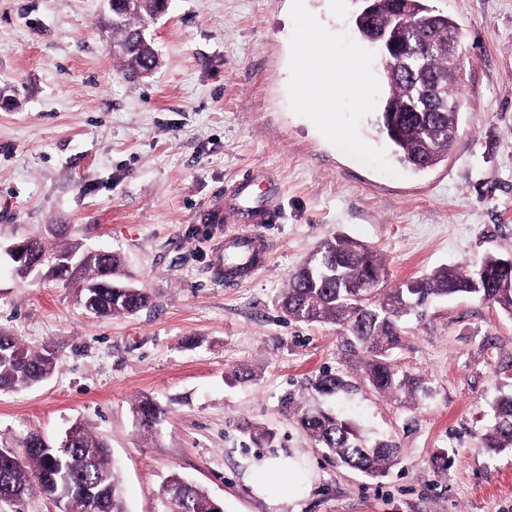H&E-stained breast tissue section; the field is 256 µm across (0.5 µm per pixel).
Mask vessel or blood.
Returning a JSON list of instances; mask_svg holds the SVG:
<instances>
[{
  "mask_svg": "<svg viewBox=\"0 0 512 512\" xmlns=\"http://www.w3.org/2000/svg\"><path fill=\"white\" fill-rule=\"evenodd\" d=\"M268 176L251 174L239 180L224 209L209 212L212 222L228 221L235 229L213 249V268L226 282L243 283L266 266L270 244L259 232L262 224L275 223L277 211L269 202L273 193Z\"/></svg>",
  "mask_w": 512,
  "mask_h": 512,
  "instance_id": "b4317fda",
  "label": "vessel or blood"
}]
</instances>
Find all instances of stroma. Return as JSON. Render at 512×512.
Returning <instances> with one entry per match:
<instances>
[{
    "label": "stroma",
    "instance_id": "obj_1",
    "mask_svg": "<svg viewBox=\"0 0 512 512\" xmlns=\"http://www.w3.org/2000/svg\"><path fill=\"white\" fill-rule=\"evenodd\" d=\"M431 3L464 32V110L444 160L390 177L292 112L291 0H168L146 28L158 65L135 78L113 50L107 0H0V327L58 362L50 379L0 392V446L82 421L109 445L128 512H161L174 473L224 512H512V449L483 447L512 375L511 315L469 296L430 301L391 352L418 390L382 396L344 326L277 307L336 234L377 250L382 290L512 258V0ZM252 172L277 180L279 216L261 227L267 267L229 286L211 253L230 227L200 218ZM34 236L120 253L152 306L97 318L72 288L17 278L5 248ZM241 368L250 382H232ZM325 369L350 380L341 400L312 390ZM145 397L166 410L148 430L133 418ZM315 409L393 440L397 464L376 477L341 465L299 423ZM254 427L272 439L255 444ZM280 450L314 478L271 506L245 474Z\"/></svg>",
    "mask_w": 512,
    "mask_h": 512
}]
</instances>
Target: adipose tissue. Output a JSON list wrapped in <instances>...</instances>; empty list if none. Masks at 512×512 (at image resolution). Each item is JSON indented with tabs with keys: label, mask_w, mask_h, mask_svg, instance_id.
<instances>
[{
	"label": "adipose tissue",
	"mask_w": 512,
	"mask_h": 512,
	"mask_svg": "<svg viewBox=\"0 0 512 512\" xmlns=\"http://www.w3.org/2000/svg\"><path fill=\"white\" fill-rule=\"evenodd\" d=\"M312 477L310 467L294 456L280 452L255 462L247 481L257 497L275 504L286 498L295 499Z\"/></svg>",
	"instance_id": "adipose-tissue-1"
}]
</instances>
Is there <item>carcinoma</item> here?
I'll return each mask as SVG.
<instances>
[{
  "label": "carcinoma",
  "mask_w": 512,
  "mask_h": 512,
  "mask_svg": "<svg viewBox=\"0 0 512 512\" xmlns=\"http://www.w3.org/2000/svg\"><path fill=\"white\" fill-rule=\"evenodd\" d=\"M154 7V0H138L119 19H110L112 29L126 42L137 39L152 18ZM402 33L409 44L424 42L428 49L426 58L414 62L410 71L401 60L387 58L382 62L390 95L398 99L410 94L417 104L411 112L396 114L399 136H389L387 141L401 165L423 171L443 160L458 132L456 85L448 79L450 61L442 45L448 39L460 42L462 33L457 22L435 10L430 0H418ZM125 59L131 75L152 71L158 64L149 40L127 51ZM428 83L437 85L439 96L434 107L424 109L422 98ZM32 243L38 259L43 261L44 273L75 289L79 306L94 299L91 315L95 317L133 314L151 301L147 289L126 279L123 260L115 252L99 256L77 243L54 249L40 238ZM73 257L79 258L77 272L56 277L55 268ZM500 261L487 254L470 269L439 267L386 293L361 297L354 290L358 282L367 277L380 279L378 252L362 242L336 235L323 240L289 278L280 308L296 322L329 321L346 326L366 353L364 377L369 385L383 395L405 388L411 391L413 383L399 377L390 360V351L400 343L402 318L433 298L457 295L474 297L512 316V269L503 268ZM0 350L5 353L0 357V389L22 390L47 380L57 368L50 350H33L3 329ZM350 387L344 376L331 372L320 373L311 383L316 393L327 396H338ZM133 413L140 426L150 428L165 409L145 397L135 404ZM300 425L319 447L335 455L343 465L369 476L384 473L399 456L393 441L378 439L369 443L352 424L329 413H305ZM70 429L66 445L34 432L24 448L14 452L4 449L0 455V491L8 490L11 501L18 504L34 493L60 499L65 512H127L121 477L111 462L106 442L80 421ZM484 447L494 452L512 447V394L497 401ZM160 496L164 512H213L218 507L205 490L176 473L168 477Z\"/></svg>",
  "instance_id": "1"
}]
</instances>
